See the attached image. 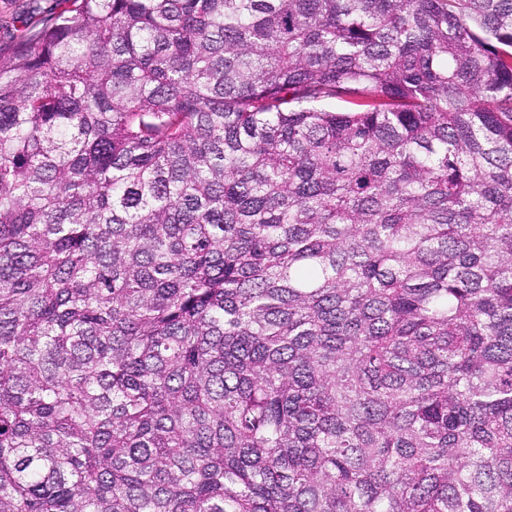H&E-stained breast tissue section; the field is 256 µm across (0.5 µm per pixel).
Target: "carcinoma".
I'll return each instance as SVG.
<instances>
[{
	"mask_svg": "<svg viewBox=\"0 0 512 512\" xmlns=\"http://www.w3.org/2000/svg\"><path fill=\"white\" fill-rule=\"evenodd\" d=\"M61 2L0 51V512H512V0Z\"/></svg>",
	"mask_w": 512,
	"mask_h": 512,
	"instance_id": "carcinoma-1",
	"label": "carcinoma"
}]
</instances>
